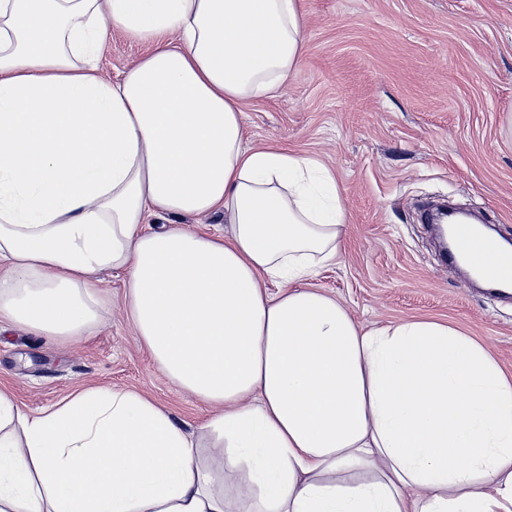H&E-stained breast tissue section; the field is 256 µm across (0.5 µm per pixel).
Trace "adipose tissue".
<instances>
[{
  "label": "adipose tissue",
  "instance_id": "adipose-tissue-1",
  "mask_svg": "<svg viewBox=\"0 0 512 512\" xmlns=\"http://www.w3.org/2000/svg\"><path fill=\"white\" fill-rule=\"evenodd\" d=\"M115 32L149 50L106 82ZM304 54L298 0H0V319L75 338L123 272L142 345L213 408L196 436L135 391L29 414L0 388V512H227L239 475L248 512H512V377L445 323L361 329L310 283L335 179L244 143ZM166 225L167 227H194L197 230L206 231L210 230V232H224L227 228V224L224 223L223 214L212 215L206 219H203L201 223H196V219L186 217H170L168 216L166 219H162L158 221V224H154L155 227H160L162 225Z\"/></svg>",
  "mask_w": 512,
  "mask_h": 512
}]
</instances>
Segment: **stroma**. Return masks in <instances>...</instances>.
Listing matches in <instances>:
<instances>
[{
    "label": "stroma",
    "mask_w": 512,
    "mask_h": 512,
    "mask_svg": "<svg viewBox=\"0 0 512 512\" xmlns=\"http://www.w3.org/2000/svg\"><path fill=\"white\" fill-rule=\"evenodd\" d=\"M307 50L275 98L243 107L245 141L309 156L345 215L335 261L314 277L364 327L432 320L484 345L512 373V299L443 265L422 199L476 211L512 239V0H299ZM145 45L112 35L98 74L115 80ZM91 333L60 343L0 323V386L26 412L73 391L146 395L179 425L210 415L157 369L127 318L120 278Z\"/></svg>",
    "instance_id": "1"
}]
</instances>
